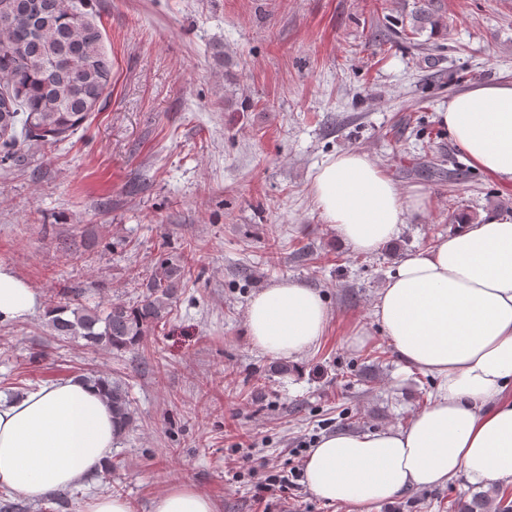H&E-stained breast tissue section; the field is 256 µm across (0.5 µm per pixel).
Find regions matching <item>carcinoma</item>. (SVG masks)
Segmentation results:
<instances>
[{"label": "carcinoma", "mask_w": 512, "mask_h": 512, "mask_svg": "<svg viewBox=\"0 0 512 512\" xmlns=\"http://www.w3.org/2000/svg\"><path fill=\"white\" fill-rule=\"evenodd\" d=\"M26 0H0V164L17 158L24 141L53 146L75 133L95 105H104L112 81V63L103 49L100 28L77 5L65 0H35L38 13L17 18ZM432 0H416L413 28L442 25ZM187 276L185 262L167 258L143 283L139 303L113 302L107 311L78 305L72 318L59 315L52 328L59 336H80L88 344L124 352L163 322ZM112 405L121 431L134 421L127 388L119 381L97 379ZM491 503L476 499L463 512H489ZM495 512H512V497L501 493ZM0 512H32L20 496L0 494Z\"/></svg>", "instance_id": "1"}]
</instances>
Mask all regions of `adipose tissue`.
<instances>
[{
    "mask_svg": "<svg viewBox=\"0 0 512 512\" xmlns=\"http://www.w3.org/2000/svg\"><path fill=\"white\" fill-rule=\"evenodd\" d=\"M439 121L475 167L512 184V80L451 96ZM313 193L326 223L353 250L389 241L407 213L424 208L359 151L329 159ZM39 296L0 264V322L30 314ZM375 315L399 358L441 382L406 425L321 437L305 461L311 493L350 512L407 490L446 485L460 473L512 483V209L467 224L432 249L407 255L378 292ZM329 312L319 293L282 280L245 310L252 345L295 359L319 343ZM119 429L91 380H49L0 395V489L39 500L102 472ZM151 512H216L186 484L156 496Z\"/></svg>",
    "mask_w": 512,
    "mask_h": 512,
    "instance_id": "1",
    "label": "adipose tissue"
}]
</instances>
